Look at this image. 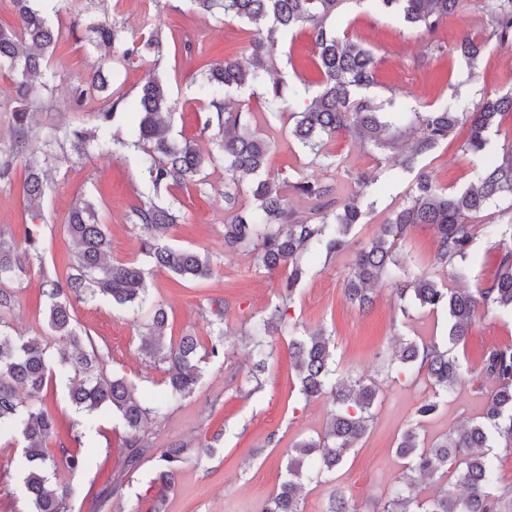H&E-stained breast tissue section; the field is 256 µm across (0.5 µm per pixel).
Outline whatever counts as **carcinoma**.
I'll use <instances>...</instances> for the list:
<instances>
[{"label": "carcinoma", "mask_w": 512, "mask_h": 512, "mask_svg": "<svg viewBox=\"0 0 512 512\" xmlns=\"http://www.w3.org/2000/svg\"><path fill=\"white\" fill-rule=\"evenodd\" d=\"M18 17L12 29L0 27V69L16 75L18 106L11 109L14 151L0 166V176L19 163L27 171L24 194L35 207L32 219H43L37 208L44 194L50 168L48 158L40 159L32 148L33 101L36 88L53 91L55 72L50 58L57 44L75 28L55 27L33 0H11ZM208 12L220 9L224 17L255 26L251 60L226 59L208 65L199 83V92L212 112L218 128L216 145L224 155V202L231 216L224 222V245L257 253L269 273L287 271L282 282L281 303L264 316L249 321L246 336L256 360L247 375L251 391L262 388L265 371L266 339L275 334L288 337V355L299 383L298 394L309 402L324 394L333 409L324 429L315 437L292 444L287 451L285 475L268 499L264 512H303L302 492L310 482L335 473L348 455L366 436L373 420L372 409L378 397L375 383L351 380L337 375L336 344L333 336L320 329L306 333L287 317L297 286L306 275L305 254L324 250L341 252L347 248L352 229L363 222L366 196L372 192L377 176L364 174L355 181L346 199H335L336 186L313 178L293 184L299 195L316 201L315 220L301 219L288 208L280 181L269 174V144L253 134L245 112L232 93L245 87L262 90V98L272 114L288 113L294 121V138L314 157H326L323 140L351 134L379 150L393 149L390 158L393 176L401 177L414 169L415 160L440 143L460 125H469L467 148L482 156L490 137L498 132L502 117L512 114V91L485 95L478 101L459 100L451 107L425 111L381 112L359 91L374 83L375 61L372 52L340 37L331 20L347 0H194ZM383 10L400 17L408 26L427 34L463 8V0H370ZM490 19L489 36L501 44L512 43V0H496ZM308 27L313 39L315 65L322 74L321 90L309 104L300 107V92L284 93L277 83H268L263 58L273 55L279 38ZM97 44L106 50L104 62L96 65L71 89L69 106L81 109L94 94L107 90L104 75L110 66H125L146 60V54L163 53L160 32L154 30L142 41L130 40L124 31L103 18L92 27ZM485 44L470 36L461 38L457 52L472 66ZM125 107L121 99L109 102L96 113L98 146L136 153L155 191L182 188L201 174L207 159L193 145L174 144L164 115L173 111L167 85L158 77H148L131 105L138 121L127 129L126 137H111L116 111ZM64 138L77 155L88 153L83 128L73 126L60 133L54 128L42 132L44 145ZM477 184L454 194L438 188L429 177L417 176L408 201L380 226L379 233L355 252L352 272L344 288L347 302L362 311L373 304V287L382 281L399 286L400 311L412 294L418 308L448 314L446 335L427 341L395 336L398 372L407 375L427 373L434 394L421 401L415 422L403 431L394 446L403 461L397 486L377 512H512V490H499L491 448L497 441L512 447V342L490 348L483 359L489 391L480 420L452 430L431 443H425L419 429L448 401V393L462 381L463 363L457 352L465 342L477 305L512 313V247L504 248L499 270L491 284L476 292L454 290L439 285L432 272L452 269L454 277L465 281L471 272V245L474 225L469 215L483 210L502 195L512 197V146L503 150L492 165L476 170ZM247 187L255 200L251 208L237 204L240 188ZM133 221L150 239L144 242L154 267L175 278L192 280L212 274V260L188 249H176L155 241L154 234L174 226L178 216L168 207L148 199L133 208ZM417 224L430 226L436 234V251L430 270L416 274L398 256V248ZM75 245L72 273L65 279L42 282L46 296V322L60 346L50 357L44 337L19 336L0 315V434L13 432L23 441L18 466L30 512H69V484L57 475L59 460L46 448L56 430V419L42 397L54 376L71 382L69 399L83 413L81 428L73 431L80 441L93 427L101 411L115 412L128 430L125 468L135 471L141 459L153 451L148 424L163 417L168 409L192 395L203 378L201 363L226 354L223 329L202 345L195 336L168 338L165 310L151 312L147 332L139 350L155 364L165 365L167 394L145 400L122 377L104 374V357L91 336H82L74 325L72 302L105 300L134 313L147 300L145 271L134 263L108 260L109 238L105 225L96 221L92 203L74 207L64 224ZM40 227H26L18 243L0 232V310L10 308L13 291L6 282L19 279L39 258ZM192 451L183 441H173L155 454L157 486L150 512H165L166 498L174 485L175 472ZM446 479L435 491L420 494L424 478Z\"/></svg>", "instance_id": "1"}]
</instances>
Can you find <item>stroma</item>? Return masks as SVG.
Instances as JSON below:
<instances>
[{"instance_id":"stroma-1","label":"stroma","mask_w":512,"mask_h":512,"mask_svg":"<svg viewBox=\"0 0 512 512\" xmlns=\"http://www.w3.org/2000/svg\"><path fill=\"white\" fill-rule=\"evenodd\" d=\"M63 4L66 11L61 22L66 25L77 20V35L61 41L52 55L57 74L56 102L52 109L35 112L36 129L69 124L94 129L92 114L105 106L103 97L89 98L78 112L66 106L72 85L101 55L86 37L90 22L109 16L130 37L153 29L161 31L166 43L163 55L145 65L119 68L109 91L113 98L133 101L148 72H155L167 84L175 102L170 136L177 142L193 144L201 153L213 154V161L195 181L186 188L162 192L160 200L172 205L179 217L165 235V244L210 256L214 273L178 282L168 272L155 268L142 252L143 231L131 223L129 215L152 189L132 154L93 150L80 158L70 149L56 147L52 150L53 180L40 206L45 217L40 241L43 264L13 282L9 321L22 335H48L47 301L41 283L47 276H66L73 245L63 224L75 205L85 200L94 203L99 223L108 230L111 259L145 269L151 301L168 312L169 334H193L205 339L220 329L227 338L226 359H208L195 393L171 406L149 427L158 448L174 440L210 442L215 448L204 462L191 457L182 463L176 487L169 494L167 512H263L284 477L286 448L322 431L331 401L324 395L308 403L299 399L287 340L282 336L272 340L262 390L248 397L239 391L250 366L242 331L250 318L268 313L279 303L281 279L268 276L255 254L224 246V161L215 155V130L207 125L210 111L198 95V85L205 64L227 57H249L252 27L220 14L201 13L192 0H63ZM495 7L496 0H464L460 12L450 16L435 34L427 35L406 26L395 15L368 7L363 0H348L340 8L337 28L374 56L375 82L365 90V97L384 112L411 108L423 111L430 105H449L459 99L476 100L512 90V44H500L489 36L488 21ZM465 33L486 43L473 68L455 50ZM187 39L193 43L189 52L183 48ZM314 52L308 29L288 34L269 63L270 78L282 80L285 88L300 89L302 98L311 100L322 82ZM235 98L252 113V130L269 142L268 168L288 179L283 194L298 215L309 216L314 206L313 200L292 189L293 182L305 177L336 179L337 195L343 198L352 191L354 177L377 175L380 190L373 206L364 223L356 225L350 234L355 245L368 242L380 224L406 203L415 172L390 179L385 153L357 139L334 138L325 141L322 150L335 160V167H318L312 164L309 150L292 136L293 123L287 116L267 114L262 98L250 89L236 92ZM468 135L467 128L457 129L448 141L418 159L417 170H423L437 186L451 193L470 186L476 158L465 148ZM24 181L25 171L20 165L0 178V231L17 240L31 222L24 201ZM435 249L434 230L418 225L408 232L399 253L418 272L429 269ZM471 251L474 264L468 287L490 283L499 266L501 246L480 235ZM351 261L348 250L310 256L306 261L308 275L288 310L289 318L307 331L323 329L334 336L342 376L380 386L368 434L335 475L306 486L304 512H323L338 489L344 491L356 512H375L387 499L402 469L394 452L396 439L413 422L418 403L433 394L423 373L388 380L391 336L397 331L411 338H426L444 335L447 329L448 317L443 312L416 310L410 317H403L395 290L386 283L377 286L372 309L359 312L344 297ZM74 315L79 328L93 338L103 354L107 375L125 378L139 396L164 394L165 372L139 351L140 336L145 331L142 320L108 301L75 304ZM510 340L512 315L476 308L469 334L459 348L464 367L462 383L425 423L421 435L426 441L478 419L487 392L481 357L493 345ZM43 398L58 422L56 434L48 443L50 452L56 454L64 448L82 460L75 473H60L72 488L71 512H149L154 496L150 480L155 464L151 461L126 477L120 497L111 498L107 507L99 505L101 491L111 487L113 478L124 469L127 430L120 419L112 413L100 416L94 429L76 444L71 431L79 416L69 401L66 379H50ZM20 454L17 437L0 435V512H27L16 466Z\"/></svg>"}]
</instances>
